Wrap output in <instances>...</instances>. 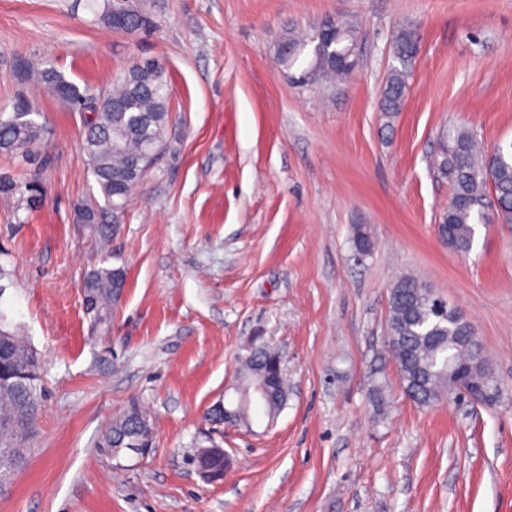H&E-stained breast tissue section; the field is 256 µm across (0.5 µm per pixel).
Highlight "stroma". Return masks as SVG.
Listing matches in <instances>:
<instances>
[{
    "label": "stroma",
    "instance_id": "obj_1",
    "mask_svg": "<svg viewBox=\"0 0 512 512\" xmlns=\"http://www.w3.org/2000/svg\"><path fill=\"white\" fill-rule=\"evenodd\" d=\"M111 2L0 0V105L27 98L46 129L35 162L0 154V176L43 184L32 208L0 194V311L46 388L0 512H512V224L479 225L456 255L437 234L450 187L430 165L445 129L512 140V0H137L154 27L132 34L104 21ZM327 17L360 30L355 74L331 90L307 73L313 45L289 68L278 56L286 33ZM400 26L419 54L388 121L377 102ZM31 57L95 91L144 58L167 73L165 148L112 239L127 284L106 337L82 298L99 263L75 219L97 189L82 118L21 77ZM403 272L472 323L496 404L418 405L381 365ZM258 336L283 356L286 406L270 425H212ZM134 402L154 448L118 470L99 444ZM212 442L231 459L218 481L188 463Z\"/></svg>",
    "mask_w": 512,
    "mask_h": 512
}]
</instances>
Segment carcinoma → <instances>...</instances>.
Instances as JSON below:
<instances>
[{
  "mask_svg": "<svg viewBox=\"0 0 512 512\" xmlns=\"http://www.w3.org/2000/svg\"><path fill=\"white\" fill-rule=\"evenodd\" d=\"M114 30L124 33L144 32L154 23L134 4L117 6L104 16ZM335 40L316 55L312 71L326 89L347 81L356 68L357 30L347 22L327 17L314 32L325 31ZM290 52L279 53L285 65L294 64L301 51V40L284 37ZM390 55L392 62L379 100V112L386 119L402 111L406 91L413 76L418 55L414 30L400 27L394 31ZM24 75L32 79L73 109L84 113L83 155L98 185L101 198L92 197L76 211V220L84 225L95 241L105 246L117 231L112 221L113 210L123 211L132 189L141 180L148 159L164 148L169 122V100L164 67L156 60H145L127 69L115 87L93 100L86 91L70 82L54 68H41L33 62L24 66ZM40 113L26 99L12 103L11 112L0 110V152L27 158L39 141L43 126ZM434 173L448 182L451 197L440 223L450 226L446 244L455 253L466 256L474 246L476 225L512 224V142L484 148L468 129L445 132L439 139L432 160ZM34 182L17 183L0 177V193L31 203L39 196ZM355 251L371 250L372 240L366 227L355 228ZM102 265L91 270L84 279L83 291L91 304L98 328L107 332L112 323V308L126 273L120 267ZM459 328L448 324V302L411 275H403L393 283L386 318L387 357L397 371L403 393L421 406L432 405L448 396H456L466 385L470 364L483 353L481 344L470 349L455 340ZM0 334L12 337V362L0 361V421L15 418L32 429L43 407L41 360L37 353L16 333L0 327ZM281 362L277 350L255 339L248 355L240 361L236 405L228 410L227 421L252 424L254 413L247 394L259 384L275 377L264 416L272 420L285 406L288 387L284 373L276 371ZM150 426V417L132 405L112 420L102 437L101 448L112 459L125 454V449L112 447V441ZM28 449L25 441L0 429V492L11 486L9 480L25 467Z\"/></svg>",
  "mask_w": 512,
  "mask_h": 512,
  "instance_id": "carcinoma-1",
  "label": "carcinoma"
}]
</instances>
